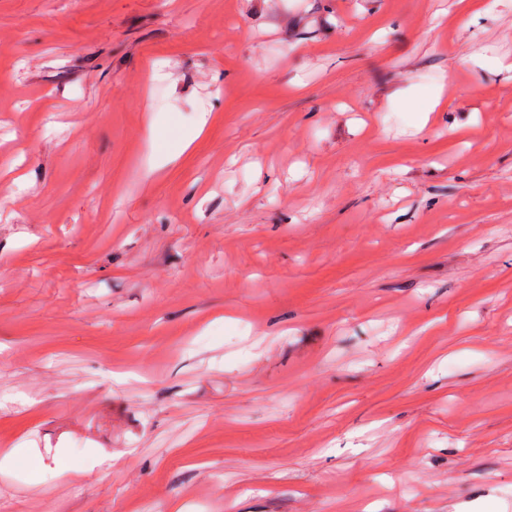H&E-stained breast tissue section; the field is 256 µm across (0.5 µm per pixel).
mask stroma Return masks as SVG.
<instances>
[{
  "instance_id": "stroma-1",
  "label": "stroma",
  "mask_w": 512,
  "mask_h": 512,
  "mask_svg": "<svg viewBox=\"0 0 512 512\" xmlns=\"http://www.w3.org/2000/svg\"><path fill=\"white\" fill-rule=\"evenodd\" d=\"M486 3L0 0V512H512Z\"/></svg>"
}]
</instances>
